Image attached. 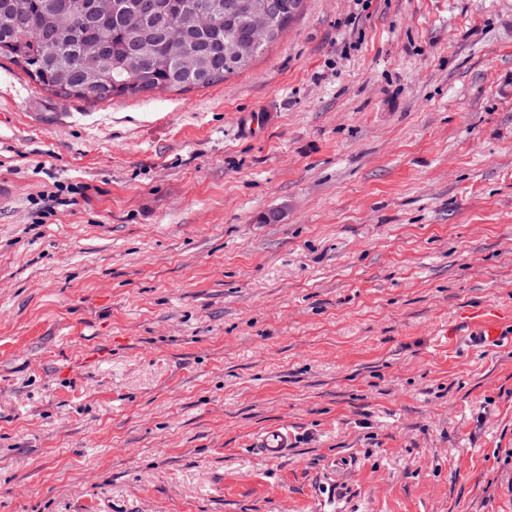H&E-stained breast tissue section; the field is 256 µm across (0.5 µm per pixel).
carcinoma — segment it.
<instances>
[{
	"label": "carcinoma",
	"instance_id": "carcinoma-1",
	"mask_svg": "<svg viewBox=\"0 0 512 512\" xmlns=\"http://www.w3.org/2000/svg\"><path fill=\"white\" fill-rule=\"evenodd\" d=\"M47 2L0 0V56L55 96L95 101L219 83L277 41L303 6L281 0L256 40L249 21L266 0H155L152 16L136 10L137 0H58L57 10ZM207 4L217 22L198 30L196 10ZM162 28L184 33L180 47L155 36ZM98 43L110 49L104 61L96 60Z\"/></svg>",
	"mask_w": 512,
	"mask_h": 512
}]
</instances>
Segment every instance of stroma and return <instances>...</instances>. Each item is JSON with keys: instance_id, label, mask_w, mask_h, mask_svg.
<instances>
[{"instance_id": "obj_1", "label": "stroma", "mask_w": 512, "mask_h": 512, "mask_svg": "<svg viewBox=\"0 0 512 512\" xmlns=\"http://www.w3.org/2000/svg\"><path fill=\"white\" fill-rule=\"evenodd\" d=\"M0 180V512H512V344L457 335L512 312V0L104 101L0 57ZM504 320L501 309L495 305L487 303L478 307L468 318L471 329L468 346H496L502 340ZM257 453L268 459L281 458L288 455L292 446L291 435L285 429H271L256 437L254 442Z\"/></svg>"}]
</instances>
